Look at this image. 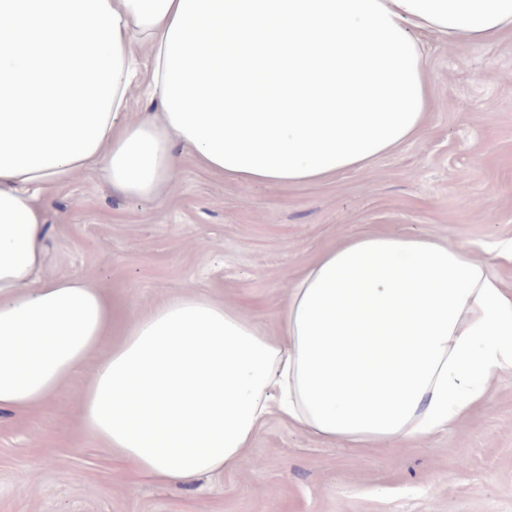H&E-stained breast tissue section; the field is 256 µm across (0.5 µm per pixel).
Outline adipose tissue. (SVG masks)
I'll use <instances>...</instances> for the list:
<instances>
[{
  "label": "adipose tissue",
  "mask_w": 512,
  "mask_h": 512,
  "mask_svg": "<svg viewBox=\"0 0 512 512\" xmlns=\"http://www.w3.org/2000/svg\"><path fill=\"white\" fill-rule=\"evenodd\" d=\"M507 32L512 0H0V409L46 405L129 310L86 277L45 275L42 197L99 168L160 200L185 154L274 187L367 168L425 124L420 35ZM486 253L342 238L290 288L275 336L195 293L170 299L127 318L81 425L134 479L185 485L236 468L274 414L358 449L447 430L512 370V289L492 270L512 239Z\"/></svg>",
  "instance_id": "obj_1"
}]
</instances>
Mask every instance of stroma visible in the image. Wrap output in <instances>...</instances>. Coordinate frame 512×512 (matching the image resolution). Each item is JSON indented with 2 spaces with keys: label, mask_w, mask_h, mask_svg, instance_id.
<instances>
[{
  "label": "stroma",
  "mask_w": 512,
  "mask_h": 512,
  "mask_svg": "<svg viewBox=\"0 0 512 512\" xmlns=\"http://www.w3.org/2000/svg\"><path fill=\"white\" fill-rule=\"evenodd\" d=\"M426 50L427 122L370 167L271 187L185 155L173 193L157 201L84 170L43 201L46 274L101 282L136 316L192 290L274 336L290 287L344 236L512 238V34L487 45L430 36ZM85 380L41 409L0 411V512H512L511 371L448 431L362 453L269 417L235 469L194 485L133 482L81 427Z\"/></svg>",
  "instance_id": "stroma-1"
}]
</instances>
